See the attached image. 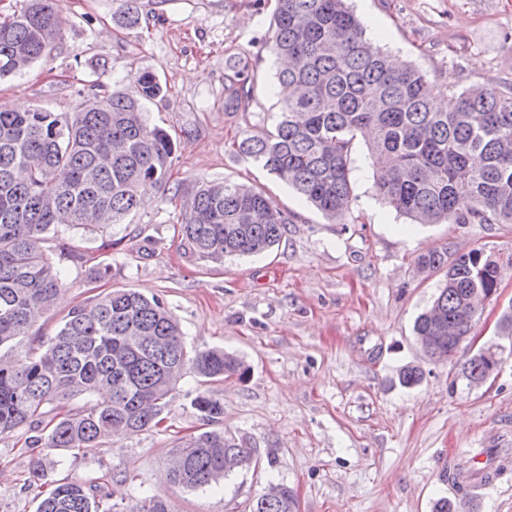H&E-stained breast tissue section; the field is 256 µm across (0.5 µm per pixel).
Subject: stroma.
<instances>
[{
	"label": "stroma",
	"instance_id": "35a3bbf8",
	"mask_svg": "<svg viewBox=\"0 0 512 512\" xmlns=\"http://www.w3.org/2000/svg\"><path fill=\"white\" fill-rule=\"evenodd\" d=\"M367 38L411 62L443 93L512 82V0H347ZM275 0H55L62 31L27 70L0 79V107L71 112L93 91L133 90L131 75L156 73L163 94L147 103L150 124L178 141L172 176L134 216L106 232L76 227L50 235L64 272L63 299L31 328L32 344L54 336L67 313L114 288L161 297L188 350L220 347L249 371L201 383L185 375L159 427L124 436L98 453L54 451L51 478L100 479L107 503L158 494L173 512H251L270 485L295 495L294 512H433L448 493L449 468L489 461L512 448V357L470 387L463 364L474 349L512 346L500 321L512 310V224H415L374 187L364 141L351 153L354 200L338 219L239 156L235 137L278 120L282 95L269 37ZM136 6L139 23L123 17ZM254 75L247 111L224 108L226 60ZM229 180L269 193L287 213L272 251L204 262L181 244L180 224L195 186ZM484 249L501 265L500 290L486 300L473 346L431 361L413 336L445 272H419L432 250ZM109 266L106 280L87 279ZM422 369L412 388L402 367ZM224 402L223 427L257 448L258 461L218 485L187 489L165 479L173 449L206 431L192 407L199 392ZM32 432L0 435V512H35L39 484L27 483Z\"/></svg>",
	"mask_w": 512,
	"mask_h": 512
}]
</instances>
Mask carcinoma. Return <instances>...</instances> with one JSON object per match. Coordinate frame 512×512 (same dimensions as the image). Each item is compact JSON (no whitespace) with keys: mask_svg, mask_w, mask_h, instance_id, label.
Returning a JSON list of instances; mask_svg holds the SVG:
<instances>
[{"mask_svg":"<svg viewBox=\"0 0 512 512\" xmlns=\"http://www.w3.org/2000/svg\"><path fill=\"white\" fill-rule=\"evenodd\" d=\"M272 52L286 60L276 79L290 90L276 125L235 141L238 154L304 196L329 218L353 201L350 156L367 139L375 187L397 212L418 224H512V85L472 86L436 110L417 68L370 43L345 0H275ZM61 33L53 0H29L0 22V78L25 71ZM224 107L245 111L252 77L229 64ZM132 92L95 94L74 112L0 107V434L22 426L41 431L29 446V481L49 486L36 512H171L153 495L102 506V486L81 478L49 479L44 452L99 451L112 439L157 426L167 397L190 371L201 381L244 379L248 368L221 348L186 349L165 302L117 288L89 308H74L38 347L30 330L55 305L63 271L44 247L46 234L76 226L107 229L135 213L142 195L168 182L176 142L150 125L144 103L163 92L157 76L133 77ZM288 215L264 192L231 181L197 186L182 224L184 246L207 262L259 255L278 245ZM417 265L446 270L448 283L414 322L415 336H464L462 300L499 286L498 259L482 250ZM425 354L446 361L448 342ZM489 369L479 352L465 379ZM76 395L96 398L83 414L54 407ZM193 408L217 422L224 404L199 394ZM255 449L224 430L204 431L174 450L171 483L208 487L250 467ZM292 491L278 486L252 512H293Z\"/></svg>","mask_w":512,"mask_h":512,"instance_id":"carcinoma-1","label":"carcinoma"}]
</instances>
